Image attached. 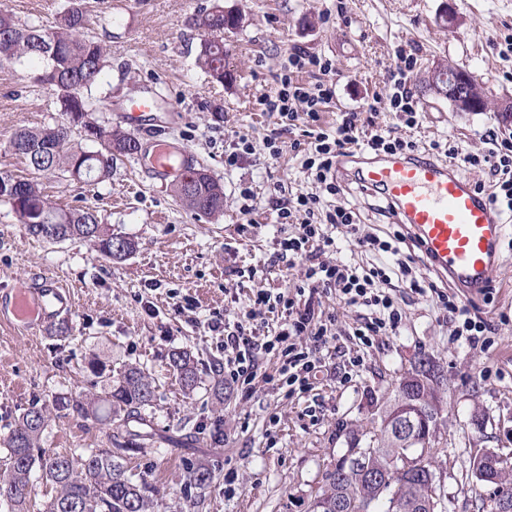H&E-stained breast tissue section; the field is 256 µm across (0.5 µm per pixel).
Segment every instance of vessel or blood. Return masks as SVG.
<instances>
[{"instance_id": "vessel-or-blood-1", "label": "vessel or blood", "mask_w": 512, "mask_h": 512, "mask_svg": "<svg viewBox=\"0 0 512 512\" xmlns=\"http://www.w3.org/2000/svg\"><path fill=\"white\" fill-rule=\"evenodd\" d=\"M340 179L387 202L391 223L405 225L430 269L465 295L484 294L501 264L500 243L512 218L452 160L428 152L375 153L362 147L336 159ZM71 309L54 278L40 276L36 295L14 287L9 311L18 325L48 326Z\"/></svg>"}]
</instances>
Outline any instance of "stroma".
Returning <instances> with one entry per match:
<instances>
[{"label": "stroma", "instance_id": "35a3bbf8", "mask_svg": "<svg viewBox=\"0 0 512 512\" xmlns=\"http://www.w3.org/2000/svg\"><path fill=\"white\" fill-rule=\"evenodd\" d=\"M241 16L227 37L231 78L211 81L196 64L199 38L188 19L210 0H107L94 15L89 35L104 41L109 63L94 91L104 98L96 120L125 130L121 112L131 100L153 99L143 113V149L154 133L179 158L202 164L224 186V212L201 218L176 201L171 178L159 177L142 157L118 160L109 179L82 183L59 173L39 176L44 195L57 206L95 210L113 233L137 244L126 261L104 259L84 241L51 244L34 238L11 205L0 201V289L37 273L53 276L71 293L73 311L43 334L0 321V435L32 405L47 404L51 423L40 445L47 452L100 448L98 424L58 408L56 401L90 387L88 364L112 370L135 363L155 380L150 413L161 434L224 420V444H154L133 459L134 471L160 490L159 512H307L324 477L346 448L350 433L371 429L370 408L390 397L414 359L431 357L447 380L443 422L435 442L448 512H479L489 496L469 464L486 449L512 460V233L501 242L504 266L492 274V294L467 300L472 315L494 331L485 347L454 340L456 323L437 306L434 293L397 288L402 321L396 334L356 347L347 333L360 324L356 309L323 300L336 317L337 339L306 394L287 398L255 381L252 392L225 383L216 402L206 368L223 360L224 343L201 326L206 319L237 321L258 289L277 293L298 286L297 272L272 244L277 205L312 191L303 168L301 129L282 136V153L263 151L236 168L224 155L239 136L254 143L276 128L275 114L257 102L271 94L292 48L332 60L336 95L321 124L333 129L341 112L362 110L373 95H388L398 49L417 62L409 84L417 102L429 104L417 125L396 123L391 112L373 116L418 149L439 141L459 155L487 153L490 135L512 138L496 110L512 98V0H221ZM69 0H0V9L30 24L50 27ZM460 65L482 83L488 107L453 111L424 79L441 60ZM55 92L34 81L24 66L0 62V174L29 176L8 144L20 129L61 122ZM255 196L250 213L240 210V191ZM365 232L387 240L398 227L386 223L381 198L357 187L341 196ZM188 350L202 370L194 392L183 389L170 355ZM363 360L351 368L353 356ZM205 460L219 477L184 498L188 471Z\"/></svg>", "mask_w": 512, "mask_h": 512}]
</instances>
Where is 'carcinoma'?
<instances>
[{"label":"carcinoma","instance_id":"obj_1","mask_svg":"<svg viewBox=\"0 0 512 512\" xmlns=\"http://www.w3.org/2000/svg\"><path fill=\"white\" fill-rule=\"evenodd\" d=\"M91 8L89 0H71V5L48 28L28 25L13 13L0 10V61L36 68L34 80L54 88L64 115L60 124L19 130L9 142L8 149L37 173L59 171L70 175L89 162L91 180L102 181L112 175L118 159L131 158L141 148L136 137L114 131L92 116L89 99L107 66V47L84 34ZM192 24L200 32L199 67L211 80L224 82V29L235 24V15L215 2L200 8ZM75 128L83 130L80 142L72 138ZM85 141L97 148L88 149L83 146ZM186 169L187 175L174 184V196L200 216L211 217L222 212L223 185L209 174L201 175L193 165H186ZM15 198L20 203L15 210L18 221L38 239L50 243L89 241L108 261L112 260V242L117 239L126 247L118 261L126 260L136 249L132 239L108 232L96 211L54 206L42 195L35 181L1 174L0 201L9 203ZM170 366L183 387L188 390L194 387L197 367L190 353H172ZM93 373L100 378L101 393L76 402L74 408L88 419L98 417L99 405H104L103 425L108 447L87 448L75 456L39 450L49 416L41 407H29L9 432L0 437V445L9 453L5 467L0 468V491L6 494L10 512H29L31 475L35 471L57 489V494L46 502L44 512H155L159 491L130 472L126 454L143 452L145 446L160 440L179 445L194 437V432L166 436L154 429L145 413L154 402V380L142 369L131 366L116 378L103 368ZM209 373L215 382V397L221 402L224 367L215 361L209 365ZM406 377L415 405L427 408L435 403L438 381L429 371L416 366L406 372ZM394 414L391 397L376 421L372 437L365 439L372 444V450L364 463L352 472H329L326 488L316 495L309 512H336L338 498L345 503L346 512H361L359 504L365 500L373 502L371 512H399L390 507L391 499L368 481L369 473L387 475L398 501H422L423 505L412 512H442L436 490L426 484L421 474L388 473L391 458L400 450L390 435ZM498 464V492L512 498V462L501 458ZM214 478L215 471L209 463L196 464L188 471L184 495H189L193 488L211 484Z\"/></svg>","mask_w":512,"mask_h":512}]
</instances>
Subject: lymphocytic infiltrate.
<instances>
[{
	"label": "lymphocytic infiltrate",
	"mask_w": 512,
	"mask_h": 512,
	"mask_svg": "<svg viewBox=\"0 0 512 512\" xmlns=\"http://www.w3.org/2000/svg\"><path fill=\"white\" fill-rule=\"evenodd\" d=\"M305 69L318 71L320 80L310 85L299 82L295 74ZM331 70L330 59L291 50L277 88L259 101L262 111L279 117L278 128L262 140L261 146L269 156L280 155L281 137L294 127L304 126L309 139L304 166L315 189L280 203L278 224L295 225L296 231L291 235L280 234L275 239L279 255L296 268L299 285L293 292L272 294L257 290L250 297L242 320L233 323L212 320L206 324L209 331L224 338V372L231 381L252 385L260 374L261 355L273 353L279 358V367L268 382L273 389L286 390L290 395L311 391L312 379L321 362L319 348L327 344L331 334L320 308L322 297L333 295L347 306L364 310L363 321L353 328L351 338L366 346L373 337L395 333L400 326L398 303L390 292L393 278L408 282L416 292L424 290L412 274V256L403 253L397 241L361 233L352 207L330 202L331 197L341 192L335 162L343 150L355 145L374 152H406L414 148L413 142L393 135L392 131L375 129L371 119L361 118L356 111L342 112L334 130L322 129L320 112L336 95L335 85L326 79ZM390 82L393 88L390 100L374 96L370 111H377L386 102L400 124L417 125L418 103L408 84L406 68L393 71ZM463 161L471 166L488 167L495 179V204L512 214V142H498L488 153L468 154ZM341 231L355 237L360 246L383 254V261L363 266L335 259V235ZM436 297L457 323L455 336L466 338L473 346L483 342L491 331L487 321L472 318L467 306L444 292H437ZM266 311L279 312L281 322L273 332L261 337L248 322Z\"/></svg>",
	"instance_id": "1"
}]
</instances>
